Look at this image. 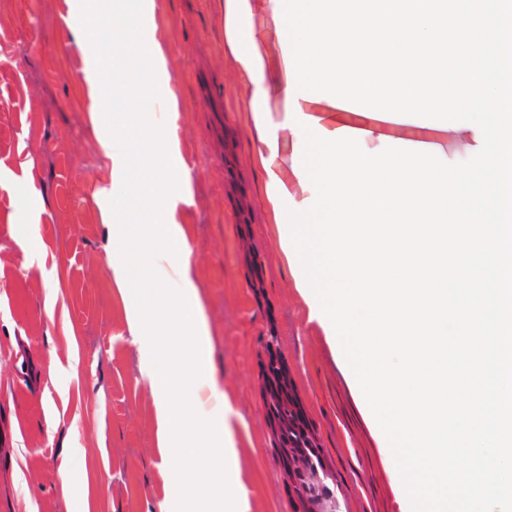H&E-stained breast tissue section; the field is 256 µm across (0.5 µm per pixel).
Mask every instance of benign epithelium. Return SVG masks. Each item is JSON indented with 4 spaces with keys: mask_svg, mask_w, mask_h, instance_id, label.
Returning a JSON list of instances; mask_svg holds the SVG:
<instances>
[{
    "mask_svg": "<svg viewBox=\"0 0 512 512\" xmlns=\"http://www.w3.org/2000/svg\"><path fill=\"white\" fill-rule=\"evenodd\" d=\"M268 405L275 406L288 403V410L271 414L270 425L275 435L280 438V450L283 458L284 474L287 482L297 488L307 498L316 502L320 512H339L336 502L324 482V477L314 462L311 448L314 438L310 431H305L304 443L296 444L287 437L288 432L304 423L295 398L291 395L288 372L279 370L267 383Z\"/></svg>",
    "mask_w": 512,
    "mask_h": 512,
    "instance_id": "7a95c632",
    "label": "benign epithelium"
}]
</instances>
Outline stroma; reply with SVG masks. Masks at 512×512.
Instances as JSON below:
<instances>
[{"label": "stroma", "mask_w": 512, "mask_h": 512, "mask_svg": "<svg viewBox=\"0 0 512 512\" xmlns=\"http://www.w3.org/2000/svg\"><path fill=\"white\" fill-rule=\"evenodd\" d=\"M73 0H0V512H163L177 495L158 449L153 391L112 282V163L90 119ZM191 184L171 209L191 249L213 354L233 408L246 512H308L288 489L263 387L288 369L341 512H402L385 437L338 341L309 318L272 224L248 79L232 62L224 0H156ZM449 163L471 125L423 129ZM36 237V253L23 237Z\"/></svg>", "instance_id": "1"}]
</instances>
